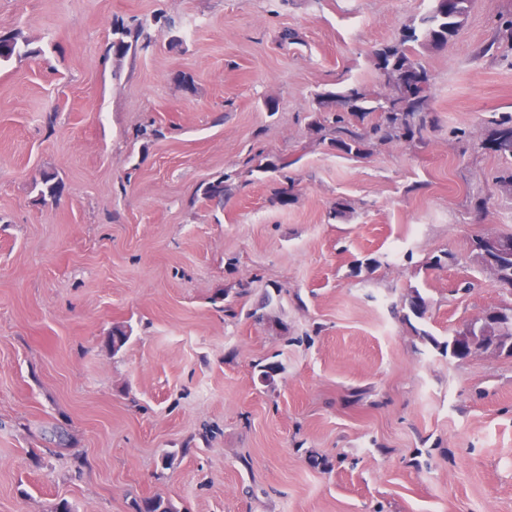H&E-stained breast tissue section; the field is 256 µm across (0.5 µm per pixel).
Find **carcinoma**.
<instances>
[{
	"instance_id": "cac0c4a2",
	"label": "carcinoma",
	"mask_w": 512,
	"mask_h": 512,
	"mask_svg": "<svg viewBox=\"0 0 512 512\" xmlns=\"http://www.w3.org/2000/svg\"><path fill=\"white\" fill-rule=\"evenodd\" d=\"M471 0H453L451 6L435 0L432 10L421 19V27L408 26L401 37L376 52L377 66L392 93L382 98L372 96L360 87L322 97L319 111L325 113L312 125L321 140L348 155L365 153L372 142H400L406 138L424 139L430 123L431 84L426 69L414 59L416 49H434L448 43L464 25ZM158 18L135 20L130 24L115 22L112 42L107 51L121 59L130 53L146 51L153 46L152 25ZM37 51L29 47L20 32L0 35V63L23 61ZM370 122H365L367 116ZM482 144L500 158L512 161V113H495L484 120ZM235 173L205 182L200 186L202 199L217 207L231 194ZM410 314L425 317L428 302L417 290L406 299ZM136 512H178L174 505L159 497H147L135 504Z\"/></svg>"
}]
</instances>
